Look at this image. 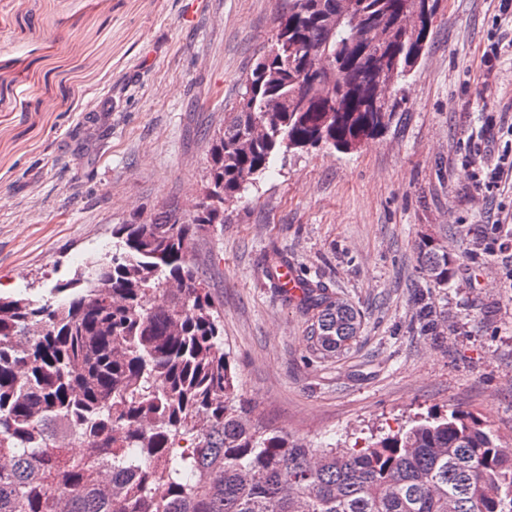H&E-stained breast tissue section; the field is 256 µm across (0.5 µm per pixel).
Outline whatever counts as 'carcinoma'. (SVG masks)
Masks as SVG:
<instances>
[{
	"instance_id": "cac0c4a2",
	"label": "carcinoma",
	"mask_w": 512,
	"mask_h": 512,
	"mask_svg": "<svg viewBox=\"0 0 512 512\" xmlns=\"http://www.w3.org/2000/svg\"><path fill=\"white\" fill-rule=\"evenodd\" d=\"M288 0L268 48L211 136L205 201L112 228L114 248L43 301L0 297V512H512V448L461 410L365 448H312L261 429L238 395L224 322L194 241L273 162L382 131L400 104L364 99L383 63L394 91L431 42L403 0ZM290 53L279 52L280 41ZM438 287L448 246L418 243ZM313 352L347 351L359 311L306 283Z\"/></svg>"
}]
</instances>
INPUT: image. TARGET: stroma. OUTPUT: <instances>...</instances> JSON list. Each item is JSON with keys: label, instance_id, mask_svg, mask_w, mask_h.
Instances as JSON below:
<instances>
[{"label": "stroma", "instance_id": "stroma-1", "mask_svg": "<svg viewBox=\"0 0 512 512\" xmlns=\"http://www.w3.org/2000/svg\"><path fill=\"white\" fill-rule=\"evenodd\" d=\"M285 4L0 0V295L50 298L111 251L113 225L193 218L210 136ZM496 13L497 0H439L381 134L277 160L194 244L256 425L363 448L462 410L512 446V260L490 234L512 226V173L490 192L472 178L512 150V56L480 63ZM424 237L456 260L447 287L419 266ZM275 252L358 309L348 351L310 350V315L265 275Z\"/></svg>", "mask_w": 512, "mask_h": 512}]
</instances>
